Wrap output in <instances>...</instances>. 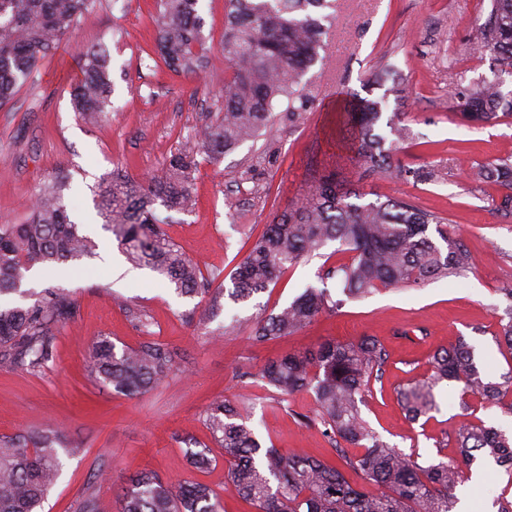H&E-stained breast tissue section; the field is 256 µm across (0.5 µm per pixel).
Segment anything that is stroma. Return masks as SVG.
<instances>
[{
  "mask_svg": "<svg viewBox=\"0 0 512 512\" xmlns=\"http://www.w3.org/2000/svg\"><path fill=\"white\" fill-rule=\"evenodd\" d=\"M201 75L172 72L156 53L155 0H97L55 59L43 61L14 100L0 108V222L25 221L41 185L57 172L70 174V211L98 244L97 255L44 267L32 291L60 287L78 315L58 333L45 369L31 374L0 363V438L23 430L54 429L61 435L64 467L44 512H77L93 492L99 512H119L120 488L151 472L170 482L201 481L221 499L223 512H255L225 478L224 460L206 422L210 402L237 405L262 446L286 455L339 458L311 416V394L282 396L257 381L269 358L302 351L325 339L380 340L389 352L381 380L372 382L361 414L380 438L422 464L446 460L454 446L439 447L459 411V391L437 393L438 412L428 422L409 420L396 392L430 372L438 349L465 338L492 379L512 370V355L494 335L512 288V218L495 208L497 187L471 175L472 167L512 157V119L473 126L461 119L453 94L491 77L490 57L477 68L458 63L470 54L488 13L489 0H336V20L325 60L308 73L315 96L304 121L280 127L273 154L263 142H246L217 159L199 155L195 204L171 213L165 226L172 242L198 262L204 278L231 273L277 214L299 201L323 175L359 191L364 201L399 198L448 220L450 237L470 252L473 268L463 278H441L418 288L344 295L327 268L350 255L329 243L318 256L287 269L276 284L252 298H222L218 313L208 297L178 295L169 281L147 267L127 266L113 277L112 262L124 253L102 227L90 191L99 176L121 165L140 177L160 173L177 150H194V129L224 97L227 62L225 0H201ZM101 47L110 58L109 120L90 123L71 101L80 75V49ZM393 65L403 76L401 99H385V116H398L414 135L398 146L403 174L370 170L355 158L352 97L384 98L372 75ZM439 169L435 183L419 182L411 170ZM253 168L252 188L237 178ZM325 287L336 310L320 314L302 332L274 343L252 345L248 328L259 311L276 312L307 287ZM132 349L164 344L174 354L167 378L138 396L117 393L87 372L89 349L100 340ZM211 447L209 469L192 467L187 449ZM455 512H499L512 501V479L503 468L479 461L455 490Z\"/></svg>",
  "mask_w": 512,
  "mask_h": 512,
  "instance_id": "1",
  "label": "stroma"
}]
</instances>
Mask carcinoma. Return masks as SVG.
Here are the masks:
<instances>
[{
	"mask_svg": "<svg viewBox=\"0 0 512 512\" xmlns=\"http://www.w3.org/2000/svg\"><path fill=\"white\" fill-rule=\"evenodd\" d=\"M95 0H0V107L10 103L39 62L69 36ZM156 43L175 73L195 74L200 67L204 21L199 0H157ZM336 0H227L224 54L228 61L224 101L219 112L196 131L201 150L217 158L267 134L271 148L280 125L304 120L313 98L309 69L322 60L334 19ZM474 52L490 55L512 74V0H491ZM82 76L72 87L76 111L86 120L107 116L112 80L109 59L100 49L80 52ZM375 82L390 84L395 97L403 80L392 66ZM362 99L356 106L355 150L367 168L400 175L392 147L412 139L408 126L382 120L383 104ZM280 112L275 108L281 104ZM460 115L476 124L512 117V91L502 82L481 80L459 92ZM198 162L191 152L168 157L161 174L134 178L116 166L93 187L102 226L112 233L127 258L165 276L178 293L208 292L198 265L163 231L159 211L185 212L192 205V174ZM475 180L502 190L497 211L512 216V161L502 159L473 168ZM69 175L59 172L39 189L29 219L0 224V296L20 290L37 264L61 265L96 255L97 244L71 219L65 196ZM362 194L322 178L293 207L277 215L255 241L230 277L210 299L212 313L220 299L247 300L276 282L289 267L336 242L352 254L349 263L328 269L339 275L352 295L380 288L419 287L432 279L464 277L472 269L470 253L448 236L445 219L410 202L388 198L361 203ZM435 225V235L428 234ZM506 322L495 335L499 349L512 355V289H507ZM339 304L324 288H307L278 312L261 314L250 326V339L263 345L292 336L320 313ZM77 303L60 288H47L27 306L0 305V361L28 372L44 367L56 334L77 316ZM389 354L378 339L356 343L325 340L304 351L270 360L257 377L282 394H312L317 421L331 440L352 481L337 467L311 456H288L264 448L229 400H215L207 414L213 439L222 448L226 478L255 512H453L455 488L463 468L479 459L508 466L512 476V435L470 420L471 399L512 413V370L503 381L490 380L474 348L464 339L431 356V374L399 390L408 417L417 421L437 409L436 389H460V421L452 430L458 457L424 465L381 440L361 417L360 404L371 380L381 378ZM168 348L147 342L137 349L116 348L108 340L92 349L94 380L118 393L137 395L159 384L172 370ZM55 432L30 431L0 439V512H38L60 476ZM359 448L352 457L346 449ZM121 512H221L218 494L207 484H172L143 473L122 488Z\"/></svg>",
	"mask_w": 512,
	"mask_h": 512,
	"instance_id": "cac0c4a2",
	"label": "carcinoma"
}]
</instances>
